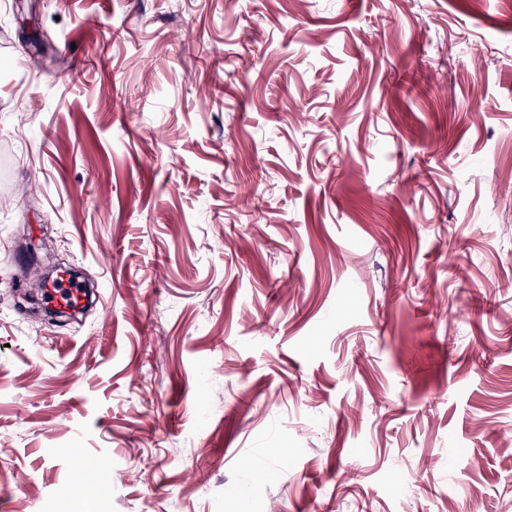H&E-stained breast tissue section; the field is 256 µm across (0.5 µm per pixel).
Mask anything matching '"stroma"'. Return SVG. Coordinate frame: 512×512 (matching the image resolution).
I'll use <instances>...</instances> for the list:
<instances>
[{
  "label": "stroma",
  "instance_id": "35a3bbf8",
  "mask_svg": "<svg viewBox=\"0 0 512 512\" xmlns=\"http://www.w3.org/2000/svg\"><path fill=\"white\" fill-rule=\"evenodd\" d=\"M0 512H512V0H0ZM39 291L48 310L67 315L81 311L87 300L83 282L72 278L57 279Z\"/></svg>",
  "mask_w": 512,
  "mask_h": 512
}]
</instances>
